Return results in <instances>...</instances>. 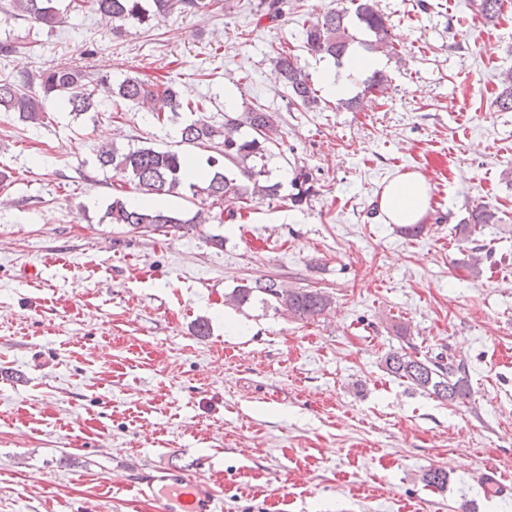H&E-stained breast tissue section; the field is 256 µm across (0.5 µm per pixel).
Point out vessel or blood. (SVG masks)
I'll return each mask as SVG.
<instances>
[{
	"mask_svg": "<svg viewBox=\"0 0 512 512\" xmlns=\"http://www.w3.org/2000/svg\"><path fill=\"white\" fill-rule=\"evenodd\" d=\"M129 484L154 501L158 512H222L216 490L197 474L154 468L135 475Z\"/></svg>",
	"mask_w": 512,
	"mask_h": 512,
	"instance_id": "vessel-or-blood-1",
	"label": "vessel or blood"
}]
</instances>
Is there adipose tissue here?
<instances>
[{"label": "adipose tissue", "mask_w": 512, "mask_h": 512, "mask_svg": "<svg viewBox=\"0 0 512 512\" xmlns=\"http://www.w3.org/2000/svg\"><path fill=\"white\" fill-rule=\"evenodd\" d=\"M431 187L421 174L397 175L382 189L378 198L379 214L386 224H418L428 211Z\"/></svg>", "instance_id": "1"}]
</instances>
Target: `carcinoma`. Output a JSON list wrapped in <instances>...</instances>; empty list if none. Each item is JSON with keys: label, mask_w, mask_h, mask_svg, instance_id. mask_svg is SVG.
Wrapping results in <instances>:
<instances>
[{"label": "carcinoma", "mask_w": 512, "mask_h": 512, "mask_svg": "<svg viewBox=\"0 0 512 512\" xmlns=\"http://www.w3.org/2000/svg\"><path fill=\"white\" fill-rule=\"evenodd\" d=\"M180 3L185 8L197 6V0H153L154 10L148 11L144 0H91L93 10L106 22H144L156 15H164ZM288 0H259L255 15L257 21L266 18L274 21L285 13ZM503 0H478V12L487 21H494L502 11ZM17 16L49 29L61 20L59 0H11ZM301 36L304 48L320 58L333 59L342 68L350 58L351 46L359 44L368 52L399 54L387 25V19L378 7V0H345L335 9L302 23ZM276 78L288 94V104L300 112H315L321 108L322 99L315 88L312 76L299 63L291 51L281 49L273 59ZM388 79L380 70L373 71L363 80L361 93L346 99L345 108L361 107L365 95L382 93ZM111 88L112 96L141 107L156 122L165 114H176L184 109L204 111L201 103L189 102L182 97L179 86L172 80L162 84L140 77H127L114 86L105 75L91 76L71 65H59L39 75V82L31 76L19 81L0 80V107L18 113L26 122L40 124L48 112V105L56 104L70 112L82 114L98 107L95 101L97 88ZM500 112H512V76L505 79V86L495 99ZM279 126L278 113L257 103L244 112L224 114V130L219 132L203 119L193 120L180 129L181 141L188 145L216 142V149L224 157V166L209 163V170L191 174V159L170 150L141 146L121 150L115 146H102L97 160L102 168H109L117 178L116 194L106 210V217L113 224H124L134 229H182L186 226L208 222V213L197 210L187 218L181 211L171 209H143L133 206L123 196L129 185L138 194L164 197L177 193L181 188L194 195L204 194L211 205L222 201L243 202L275 199L282 184L268 178V143L273 141ZM202 183H196V180ZM292 186L294 203L307 200L311 187L304 169L295 170ZM500 217L496 209L482 205L471 211L463 222L465 237H470L484 224H497ZM261 301L276 309H283L297 320H305L323 313L331 299L317 289L280 288L272 279H257L236 286L230 301L236 306L248 303L257 295ZM388 373L407 382L440 401L456 402L468 396L465 367L444 362L443 357L420 359L404 351H389L384 357Z\"/></svg>", "instance_id": "1"}]
</instances>
